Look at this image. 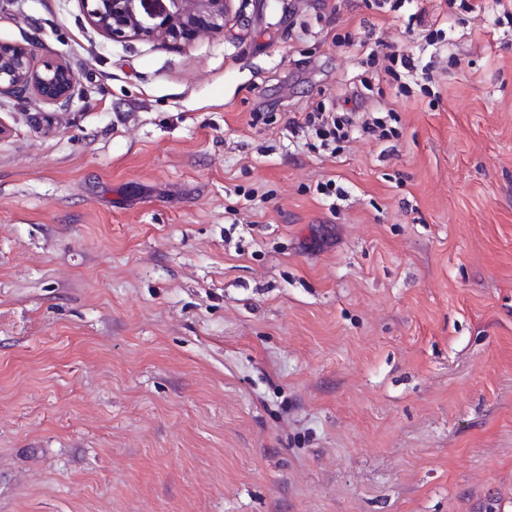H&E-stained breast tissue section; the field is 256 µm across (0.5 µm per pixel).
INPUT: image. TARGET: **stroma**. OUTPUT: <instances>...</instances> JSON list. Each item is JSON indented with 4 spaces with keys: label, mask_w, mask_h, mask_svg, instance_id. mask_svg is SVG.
I'll list each match as a JSON object with an SVG mask.
<instances>
[{
    "label": "stroma",
    "mask_w": 512,
    "mask_h": 512,
    "mask_svg": "<svg viewBox=\"0 0 512 512\" xmlns=\"http://www.w3.org/2000/svg\"><path fill=\"white\" fill-rule=\"evenodd\" d=\"M477 2L423 0L438 50L408 2L169 45L10 0L83 92L0 97V512H512V22ZM363 78L397 137L297 148Z\"/></svg>",
    "instance_id": "obj_1"
}]
</instances>
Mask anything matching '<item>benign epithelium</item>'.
I'll return each instance as SVG.
<instances>
[{"instance_id":"obj_1","label":"benign epithelium","mask_w":512,"mask_h":512,"mask_svg":"<svg viewBox=\"0 0 512 512\" xmlns=\"http://www.w3.org/2000/svg\"><path fill=\"white\" fill-rule=\"evenodd\" d=\"M94 28L114 41H192L224 32L234 0H78ZM31 91L48 104L69 106L77 74L61 59L37 61L29 46L0 42V96Z\"/></svg>"}]
</instances>
